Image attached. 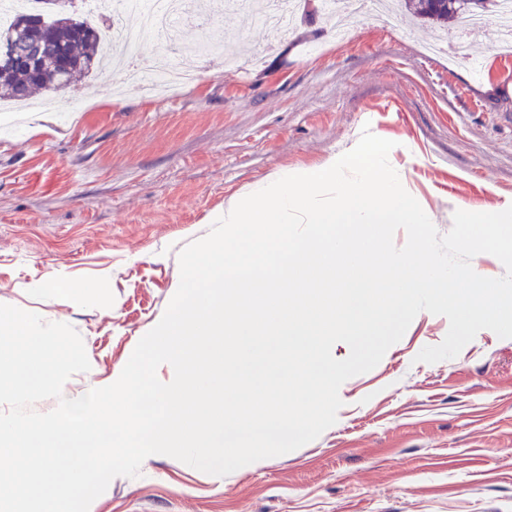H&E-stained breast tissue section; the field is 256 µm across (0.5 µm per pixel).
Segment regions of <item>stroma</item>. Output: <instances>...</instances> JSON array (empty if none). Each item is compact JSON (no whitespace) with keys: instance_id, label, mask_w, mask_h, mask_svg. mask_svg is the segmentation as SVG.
Here are the masks:
<instances>
[{"instance_id":"stroma-1","label":"stroma","mask_w":512,"mask_h":512,"mask_svg":"<svg viewBox=\"0 0 512 512\" xmlns=\"http://www.w3.org/2000/svg\"><path fill=\"white\" fill-rule=\"evenodd\" d=\"M294 2L276 34L248 13L183 25L176 52L144 34L142 64L200 72L168 97L125 88L116 68L92 74L81 111L66 92L24 124L0 121V304L81 336L90 370L66 389L126 365L211 218L280 173L336 161L363 128L394 141L389 163L439 233L456 210L512 202V51L495 14L455 59L426 56L428 32L398 13L353 18L340 39L321 0ZM57 278L106 292L59 303L38 291ZM448 328L420 312L342 384L336 423L308 444L219 481L158 454L95 512H512V338L484 329L455 358L417 361Z\"/></svg>"}]
</instances>
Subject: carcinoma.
<instances>
[{
	"instance_id": "1",
	"label": "carcinoma",
	"mask_w": 512,
	"mask_h": 512,
	"mask_svg": "<svg viewBox=\"0 0 512 512\" xmlns=\"http://www.w3.org/2000/svg\"><path fill=\"white\" fill-rule=\"evenodd\" d=\"M401 7L416 19L443 27L465 16L496 10L498 0H401ZM37 45L39 51L34 56L31 45L17 39L13 53L19 61L33 58L41 71L54 77V82L47 85L19 66H0V101L25 102L39 92H61L112 65L97 25L62 7L55 11L51 37Z\"/></svg>"
}]
</instances>
